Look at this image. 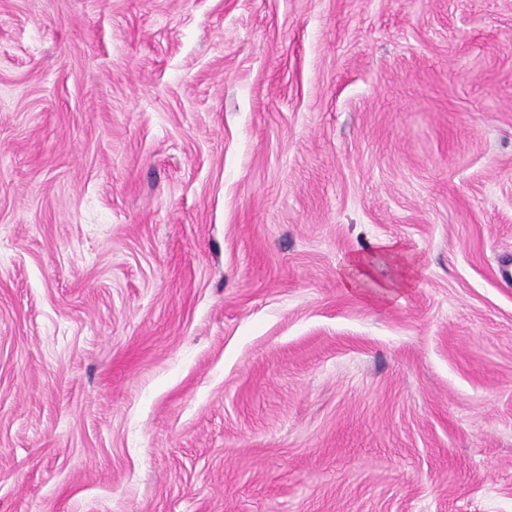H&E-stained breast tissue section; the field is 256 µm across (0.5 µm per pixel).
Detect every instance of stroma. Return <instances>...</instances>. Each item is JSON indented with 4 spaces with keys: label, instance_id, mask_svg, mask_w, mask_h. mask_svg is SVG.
Returning a JSON list of instances; mask_svg holds the SVG:
<instances>
[{
    "label": "stroma",
    "instance_id": "35a3bbf8",
    "mask_svg": "<svg viewBox=\"0 0 512 512\" xmlns=\"http://www.w3.org/2000/svg\"><path fill=\"white\" fill-rule=\"evenodd\" d=\"M511 259L512 0H0V512H512ZM411 259L394 242H383L378 252L370 256H355L344 266L343 280L347 288H360L372 282L374 274L382 269H401Z\"/></svg>",
    "mask_w": 512,
    "mask_h": 512
}]
</instances>
